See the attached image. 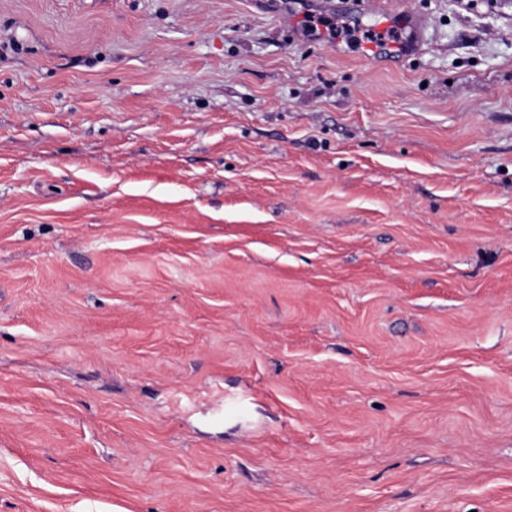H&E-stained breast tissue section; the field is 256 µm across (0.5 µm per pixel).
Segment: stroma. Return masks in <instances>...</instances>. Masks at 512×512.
Masks as SVG:
<instances>
[{"instance_id":"obj_1","label":"stroma","mask_w":512,"mask_h":512,"mask_svg":"<svg viewBox=\"0 0 512 512\" xmlns=\"http://www.w3.org/2000/svg\"><path fill=\"white\" fill-rule=\"evenodd\" d=\"M0 512H512V0H0ZM387 28L398 30L406 34L401 41H394L388 45V49L393 48V52L401 54L409 51L417 45V26L409 12H398L387 17L384 22Z\"/></svg>"}]
</instances>
